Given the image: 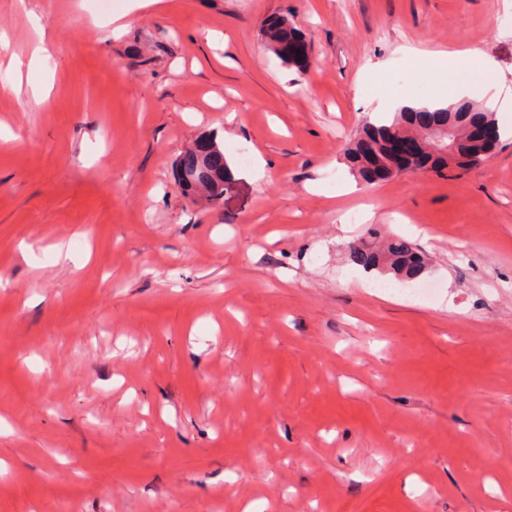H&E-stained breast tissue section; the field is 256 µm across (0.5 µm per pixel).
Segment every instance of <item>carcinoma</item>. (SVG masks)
Returning a JSON list of instances; mask_svg holds the SVG:
<instances>
[{
  "instance_id": "obj_1",
  "label": "carcinoma",
  "mask_w": 512,
  "mask_h": 512,
  "mask_svg": "<svg viewBox=\"0 0 512 512\" xmlns=\"http://www.w3.org/2000/svg\"><path fill=\"white\" fill-rule=\"evenodd\" d=\"M263 39L267 47L273 51L279 45L300 40L301 36L290 26L288 19L274 16L264 24ZM474 121L498 126L494 111L470 101H460L448 107L436 108L404 106L394 113L389 122H366L354 147L347 149L351 170L369 184V155L382 153L387 137L398 132L420 136L430 148L435 142L428 135V129L448 126L457 134L454 138L455 152L465 158V162L456 164V167H476L488 158L489 151L461 140L466 126ZM177 169L206 172L203 182L182 184L184 191H201L212 200H218L223 196L224 176L228 168L216 136L201 138L194 148L181 154L177 160ZM351 258L354 264L366 270L390 274L401 284L420 278L427 269L425 256L411 242L402 238H389L379 245L371 236L353 247Z\"/></svg>"
}]
</instances>
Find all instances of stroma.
<instances>
[{"label":"stroma","mask_w":512,"mask_h":512,"mask_svg":"<svg viewBox=\"0 0 512 512\" xmlns=\"http://www.w3.org/2000/svg\"><path fill=\"white\" fill-rule=\"evenodd\" d=\"M87 3L0 0V512H512L503 0ZM404 45L493 58L502 137L367 187L364 73ZM212 133L213 202L176 177ZM373 232L425 253L429 298L351 263ZM263 39L267 47L279 58L283 63L298 69H304L308 63V57L303 53L289 57L278 56L275 52L277 46L282 44H290L303 39L288 23V19L281 16L269 18L263 27ZM214 135L212 133L210 136L201 138L194 148L181 154L176 166L177 171L196 170L195 177H198L201 171L207 173L205 180L201 183H181L184 191L194 193L201 191L211 200H218L224 194V176L229 169L224 163V152L217 143V136Z\"/></svg>","instance_id":"35a3bbf8"}]
</instances>
